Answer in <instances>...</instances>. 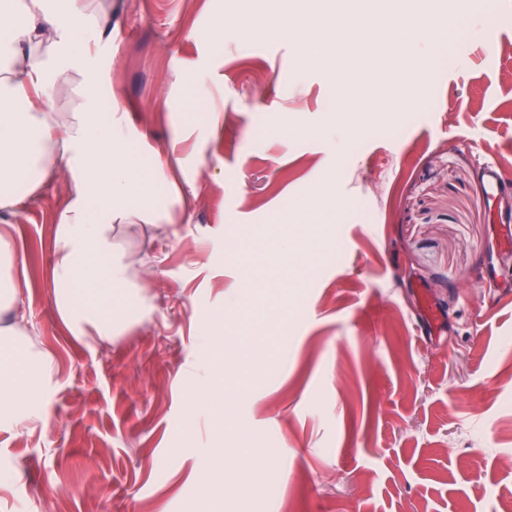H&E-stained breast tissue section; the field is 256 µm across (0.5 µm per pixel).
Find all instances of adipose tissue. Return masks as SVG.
<instances>
[{"instance_id":"adipose-tissue-1","label":"adipose tissue","mask_w":512,"mask_h":512,"mask_svg":"<svg viewBox=\"0 0 512 512\" xmlns=\"http://www.w3.org/2000/svg\"><path fill=\"white\" fill-rule=\"evenodd\" d=\"M418 5L417 19L394 18L383 32L364 0H343L348 25L342 33L320 27L309 13L299 15L295 27L275 24L269 32L299 38L312 65L322 62V47L339 37L350 48L373 40L382 60L393 47L419 61L425 47L452 37L460 12L454 0ZM108 22L98 0H0V212L15 211L57 164H67L72 188L55 217L51 277L59 320L88 345L111 340L131 322L137 301L125 296L124 309H115L116 292L146 272L134 258L117 255V227L173 221L138 205L155 182L167 179L168 161L156 159L139 177L138 156L117 145L111 124L85 109L53 112L31 99L57 82H88L80 56L66 51L72 28L102 30ZM22 295L19 278L0 277V315L8 317L0 324V422L34 430L54 362L28 338Z\"/></svg>"}]
</instances>
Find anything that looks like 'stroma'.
<instances>
[{
	"mask_svg": "<svg viewBox=\"0 0 512 512\" xmlns=\"http://www.w3.org/2000/svg\"><path fill=\"white\" fill-rule=\"evenodd\" d=\"M336 0H112L79 29L118 142L168 155L173 224L118 235L153 270L151 316L76 342L54 308L68 171L13 213L12 273L54 360L44 425L0 423V512H500L512 502V254L481 167L512 176V0L460 20L432 66L299 64L266 34ZM169 108H162V101ZM369 101L335 145L338 102ZM211 106V123L196 108ZM331 194L330 219L305 202ZM312 241L266 289L254 243ZM223 389L224 422L193 403Z\"/></svg>",
	"mask_w": 512,
	"mask_h": 512,
	"instance_id": "obj_1",
	"label": "stroma"
}]
</instances>
